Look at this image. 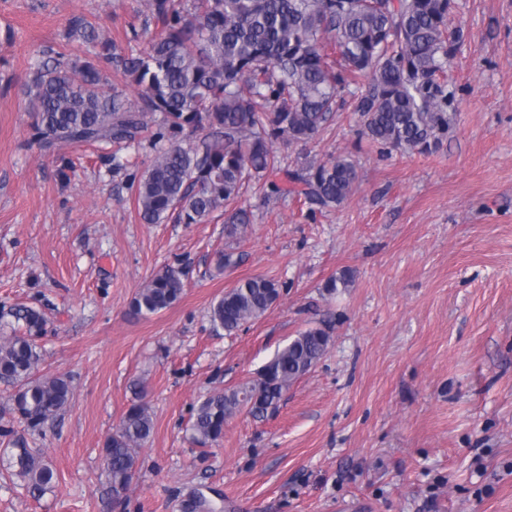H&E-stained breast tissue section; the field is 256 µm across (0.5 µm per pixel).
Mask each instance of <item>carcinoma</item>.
I'll list each match as a JSON object with an SVG mask.
<instances>
[{"mask_svg": "<svg viewBox=\"0 0 512 512\" xmlns=\"http://www.w3.org/2000/svg\"><path fill=\"white\" fill-rule=\"evenodd\" d=\"M158 34L142 32L136 52H117L112 40L83 18L71 32L97 51L92 58L59 53L42 62L26 84L33 138L43 147L134 144L160 118L154 154L134 188L141 220L201 224L226 209L224 235L235 239L251 223L237 202L245 183L281 169L280 139L308 144L330 125L351 96L364 134L385 155L393 150L432 154L448 139L456 95L447 70L462 40L449 27L452 0H145ZM113 81L109 89L107 73ZM367 80L366 87L360 81ZM134 88L132 103L126 88ZM288 193L309 210H331L353 194L356 163L348 156L310 160L288 172ZM343 271L324 288L352 287ZM182 271L169 266L136 292L132 312L146 317L180 300ZM279 284L240 279L210 309L211 321L231 334L262 317ZM24 330L0 334V382L12 387L8 415L33 432L64 412L68 378L41 372L45 317L33 307L10 310ZM329 331L313 327L278 349L256 381L207 396L189 427L206 447L224 424L245 410L261 418L290 386L327 353ZM134 401L103 449V471L121 502L138 470L139 450L154 432L146 391ZM6 471L39 498L57 480L51 461L17 437L8 441ZM180 512H215L195 493Z\"/></svg>", "mask_w": 512, "mask_h": 512, "instance_id": "cac0c4a2", "label": "carcinoma"}]
</instances>
